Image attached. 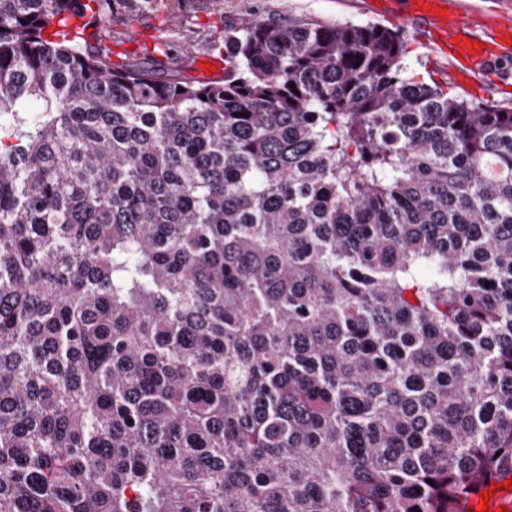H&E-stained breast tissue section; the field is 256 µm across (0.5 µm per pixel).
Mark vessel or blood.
<instances>
[{
  "label": "vessel or blood",
  "mask_w": 512,
  "mask_h": 512,
  "mask_svg": "<svg viewBox=\"0 0 512 512\" xmlns=\"http://www.w3.org/2000/svg\"><path fill=\"white\" fill-rule=\"evenodd\" d=\"M405 8L395 13L399 27L416 36L442 58L457 55L456 72L476 78L479 67L491 59L492 49L512 39V14L475 15L460 0H403ZM484 48L473 51V41Z\"/></svg>",
  "instance_id": "vessel-or-blood-1"
}]
</instances>
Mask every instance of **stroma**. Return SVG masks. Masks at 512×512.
Listing matches in <instances>:
<instances>
[{"instance_id":"obj_1","label":"stroma","mask_w":512,"mask_h":512,"mask_svg":"<svg viewBox=\"0 0 512 512\" xmlns=\"http://www.w3.org/2000/svg\"><path fill=\"white\" fill-rule=\"evenodd\" d=\"M176 11L143 5L142 0H112L110 22L102 42L112 50L113 63H138L156 68L160 76L180 70L186 78L204 81L200 61L215 58L224 46V31L255 19L277 24L313 18L336 25L389 26L365 0H173ZM408 70L447 83L452 92L474 99H489L512 108V50L487 63L479 88L458 83L452 69L437 66L428 49L413 33H406Z\"/></svg>"}]
</instances>
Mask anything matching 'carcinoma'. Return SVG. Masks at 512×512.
<instances>
[{
  "label": "carcinoma",
  "instance_id": "carcinoma-1",
  "mask_svg": "<svg viewBox=\"0 0 512 512\" xmlns=\"http://www.w3.org/2000/svg\"><path fill=\"white\" fill-rule=\"evenodd\" d=\"M93 2L72 36L81 0H0V512H463L512 476V109L377 25L117 69Z\"/></svg>",
  "mask_w": 512,
  "mask_h": 512
}]
</instances>
